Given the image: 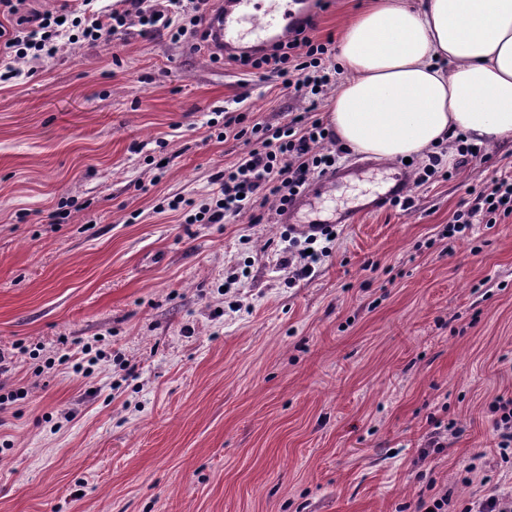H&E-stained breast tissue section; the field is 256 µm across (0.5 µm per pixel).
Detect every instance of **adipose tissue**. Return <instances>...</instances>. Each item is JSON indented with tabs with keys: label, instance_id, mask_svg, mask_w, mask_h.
<instances>
[{
	"label": "adipose tissue",
	"instance_id": "ef3b65f1",
	"mask_svg": "<svg viewBox=\"0 0 512 512\" xmlns=\"http://www.w3.org/2000/svg\"><path fill=\"white\" fill-rule=\"evenodd\" d=\"M329 121L349 151L512 142V0H363L337 39Z\"/></svg>",
	"mask_w": 512,
	"mask_h": 512
}]
</instances>
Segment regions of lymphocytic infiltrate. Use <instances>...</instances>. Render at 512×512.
<instances>
[{
    "label": "lymphocytic infiltrate",
    "mask_w": 512,
    "mask_h": 512,
    "mask_svg": "<svg viewBox=\"0 0 512 512\" xmlns=\"http://www.w3.org/2000/svg\"><path fill=\"white\" fill-rule=\"evenodd\" d=\"M189 13L181 23V13ZM208 12V0H124L123 9L107 16L92 13L82 18L69 17L67 11L46 12L20 21L12 28L0 27V67L14 72L20 60L38 61L54 56L65 37L95 42L110 30L138 24L142 30H166L178 38L186 33H201ZM314 22L296 29L287 41L260 56L236 58L235 66L244 75L259 70L275 75L284 90L307 101L304 113L280 125L247 124L246 115L232 107L224 109V135L243 142L245 149L236 162L212 176L213 195L192 214L195 222L221 224L244 212H264L269 202L279 209L310 182L313 175L335 167L338 151L326 149L334 134L318 117L319 103L334 89L340 69L333 49L312 36ZM512 215V177L492 179L472 205L456 210L445 230L449 243L472 237L475 224H493ZM315 236L291 237L283 263L295 280L309 278L314 267L328 252L315 249ZM414 512H512V499L501 494L491 476H482L478 489L466 503H459L453 489L418 493Z\"/></svg>",
    "instance_id": "lymphocytic-infiltrate-1"
}]
</instances>
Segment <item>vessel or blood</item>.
<instances>
[{"instance_id": "1", "label": "vessel or blood", "mask_w": 512, "mask_h": 512, "mask_svg": "<svg viewBox=\"0 0 512 512\" xmlns=\"http://www.w3.org/2000/svg\"><path fill=\"white\" fill-rule=\"evenodd\" d=\"M307 17L306 12H294L285 7L283 0H216L207 19L209 36L204 43L206 55L224 59L245 51L260 52L267 48V35L277 30L291 35ZM374 163L364 160L343 167L322 179L315 192L300 196L281 216L299 235L315 234L325 224H354L360 216L382 212L399 199L405 198L411 184L409 176H402L384 193L367 199L355 208H337L324 218L313 216L315 200L329 188L360 171L373 168Z\"/></svg>"}]
</instances>
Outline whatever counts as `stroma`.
<instances>
[{
  "label": "stroma",
  "mask_w": 512,
  "mask_h": 512,
  "mask_svg": "<svg viewBox=\"0 0 512 512\" xmlns=\"http://www.w3.org/2000/svg\"><path fill=\"white\" fill-rule=\"evenodd\" d=\"M0 80V512H395L422 480L512 494L488 402L512 397V216L442 232L512 143L337 227L311 277L275 206L189 224L236 161L226 100L305 103L193 38L131 27ZM90 373L58 366L83 345ZM453 422L443 451L435 422Z\"/></svg>",
  "instance_id": "1"
}]
</instances>
